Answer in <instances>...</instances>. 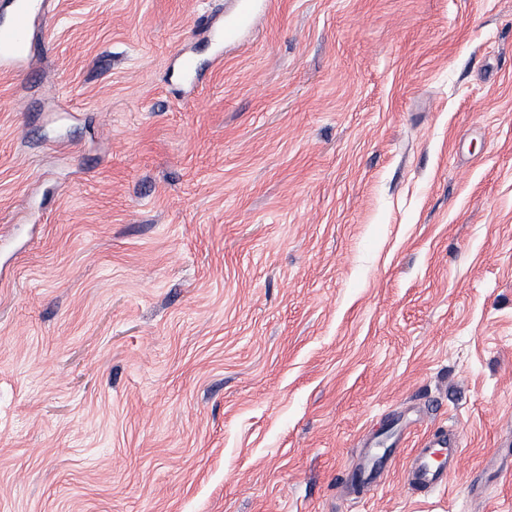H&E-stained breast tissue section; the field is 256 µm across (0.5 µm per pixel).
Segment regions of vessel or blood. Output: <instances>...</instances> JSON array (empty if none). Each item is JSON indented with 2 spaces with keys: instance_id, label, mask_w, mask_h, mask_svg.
Here are the masks:
<instances>
[{
  "instance_id": "obj_1",
  "label": "vessel or blood",
  "mask_w": 512,
  "mask_h": 512,
  "mask_svg": "<svg viewBox=\"0 0 512 512\" xmlns=\"http://www.w3.org/2000/svg\"><path fill=\"white\" fill-rule=\"evenodd\" d=\"M33 0H18L12 23L0 26V73L9 74L23 62L32 18ZM458 433L446 429L432 431L413 449L404 468V487L414 493H427L447 488L460 455Z\"/></svg>"
}]
</instances>
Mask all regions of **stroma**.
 I'll return each instance as SVG.
<instances>
[{
    "label": "stroma",
    "mask_w": 512,
    "mask_h": 512,
    "mask_svg": "<svg viewBox=\"0 0 512 512\" xmlns=\"http://www.w3.org/2000/svg\"><path fill=\"white\" fill-rule=\"evenodd\" d=\"M233 10L49 0L0 74V512H512V0H270L216 66ZM459 434L441 428L414 448L404 468L402 482L413 493L446 489L460 455Z\"/></svg>",
    "instance_id": "stroma-1"
}]
</instances>
